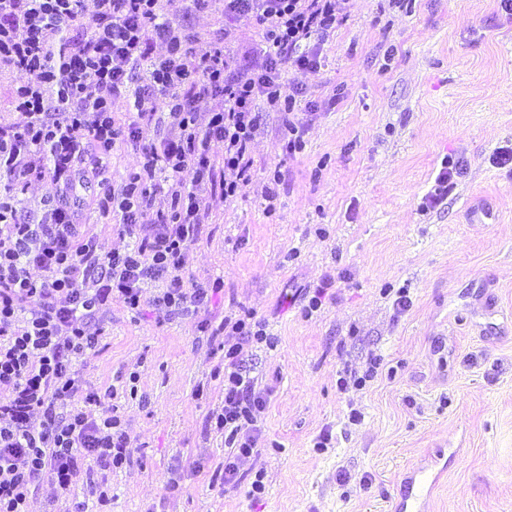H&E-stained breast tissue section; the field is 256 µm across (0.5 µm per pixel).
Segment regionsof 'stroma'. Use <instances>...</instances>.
<instances>
[{"instance_id": "obj_1", "label": "stroma", "mask_w": 512, "mask_h": 512, "mask_svg": "<svg viewBox=\"0 0 512 512\" xmlns=\"http://www.w3.org/2000/svg\"><path fill=\"white\" fill-rule=\"evenodd\" d=\"M283 77L314 104L305 146L283 153L279 116L264 115L250 183L232 201L208 198L184 274L223 279L209 312L161 321L107 301L99 344L76 366V405L116 393L130 462L83 466L60 500L40 480L28 512H95L103 492L111 512H393L406 467L457 446L424 512H512V165L496 161L512 147V15L497 0H349L320 69ZM447 156L464 170L423 209ZM475 199L491 209L485 223L465 218ZM326 279L321 308L302 314ZM387 288L406 290L405 311ZM245 311L276 339L244 350L269 388L267 445L225 486L208 416L224 402L221 321ZM375 356L382 374L340 387ZM326 432L332 445L317 450Z\"/></svg>"}]
</instances>
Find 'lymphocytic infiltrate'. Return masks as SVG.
Masks as SVG:
<instances>
[{
	"mask_svg": "<svg viewBox=\"0 0 512 512\" xmlns=\"http://www.w3.org/2000/svg\"><path fill=\"white\" fill-rule=\"evenodd\" d=\"M0 0V71L20 72L13 119L0 118V512H28L32 487L49 478L66 495L86 459L119 468L130 459L129 435L116 407L74 405V365L98 344L93 327L108 300L139 309L143 286L162 282L151 302L160 320L208 310L221 280L186 281L185 251L208 218L207 196L236 198L251 179L250 143L263 111L279 114L280 144L293 155L309 123L302 88L286 87L291 65L316 69L324 36L343 20L347 0H224V17L259 29L262 68L238 65L225 28L204 39L169 22L162 0ZM164 45L156 55V45ZM144 72L131 91L133 70ZM133 95L134 110L118 118L114 100ZM211 104L206 125L200 102ZM164 114L167 132L153 121ZM138 143L139 167L105 195L112 154ZM224 145L223 159L211 152ZM50 179L52 199L34 212L18 196ZM170 199L154 213L157 192ZM115 216L124 251L103 254L82 228L87 210ZM233 342L224 350V403L210 421L224 434L229 460L223 484L234 483L238 460L259 441L266 401L243 365L244 346L270 343L252 314L225 317Z\"/></svg>",
	"mask_w": 512,
	"mask_h": 512,
	"instance_id": "1",
	"label": "lymphocytic infiltrate"
}]
</instances>
